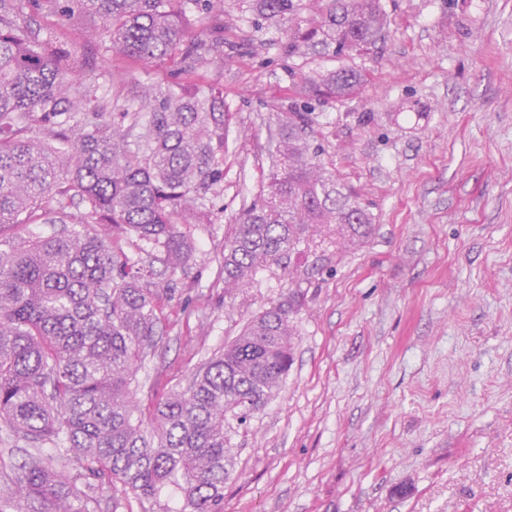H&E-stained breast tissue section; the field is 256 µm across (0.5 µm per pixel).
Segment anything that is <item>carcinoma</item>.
I'll return each mask as SVG.
<instances>
[{
  "label": "carcinoma",
  "mask_w": 512,
  "mask_h": 512,
  "mask_svg": "<svg viewBox=\"0 0 512 512\" xmlns=\"http://www.w3.org/2000/svg\"><path fill=\"white\" fill-rule=\"evenodd\" d=\"M43 1L97 19L90 38L104 35L107 50L140 61L171 60L183 73L224 57V39L191 36L186 22L191 1L223 29L224 0H0V240L19 224L43 223L41 200L54 191L86 204L80 223L101 226L94 236L65 227L0 249V430L27 445L0 474V512H112L116 502L96 484L103 479L144 499L174 487L183 512H222L227 416L263 407L288 375L302 293L261 311L186 385L142 405L132 380L155 345L161 296L176 288L160 285L121 241L134 236L160 252L172 275L190 265L193 241L180 225L204 221L207 192L224 182V89L169 88L121 112L122 124L96 122L98 111L75 132L65 124L90 88L78 90L72 77L89 59L32 37L21 17ZM258 6L288 20L293 50L318 40L362 53L385 39L382 0H323L305 29L294 0ZM363 85L353 69L319 71L296 96L339 101ZM277 119L268 192L243 204L224 240L226 294L298 253L314 225H336L347 242L371 232V214L310 145L313 113L294 103ZM34 122L52 127L55 144L31 139Z\"/></svg>",
  "instance_id": "carcinoma-1"
}]
</instances>
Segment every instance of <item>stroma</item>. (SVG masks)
<instances>
[{
    "label": "stroma",
    "instance_id": "obj_1",
    "mask_svg": "<svg viewBox=\"0 0 512 512\" xmlns=\"http://www.w3.org/2000/svg\"><path fill=\"white\" fill-rule=\"evenodd\" d=\"M383 4L386 38L359 55L289 51L287 23L257 0H224V58L196 74L101 50L73 78L93 107L134 108L179 82L224 90V181L159 303L161 335L137 374L144 404L304 292L280 390L226 422L224 512H512V0ZM25 21L86 53L80 19L40 5ZM341 68L361 71L364 91L312 102L313 144L359 194L371 233L339 249L319 228L302 258L225 296L224 238L266 188L271 113L304 75Z\"/></svg>",
    "mask_w": 512,
    "mask_h": 512
}]
</instances>
